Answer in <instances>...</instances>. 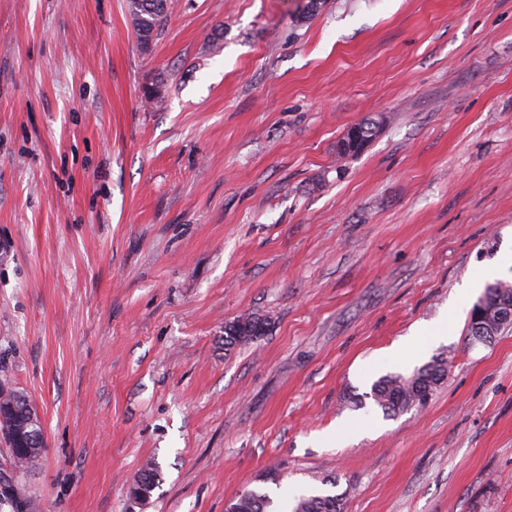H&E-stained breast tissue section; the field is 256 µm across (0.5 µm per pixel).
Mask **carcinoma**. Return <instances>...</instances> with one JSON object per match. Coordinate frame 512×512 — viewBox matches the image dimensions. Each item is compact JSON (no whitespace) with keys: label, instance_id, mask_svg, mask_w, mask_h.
Returning a JSON list of instances; mask_svg holds the SVG:
<instances>
[{"label":"carcinoma","instance_id":"cac0c4a2","mask_svg":"<svg viewBox=\"0 0 512 512\" xmlns=\"http://www.w3.org/2000/svg\"><path fill=\"white\" fill-rule=\"evenodd\" d=\"M170 0H129L128 14L142 48H148L152 38L157 35L168 20ZM480 301L491 308L499 302H512V286L497 282L486 287ZM241 326H230L225 330L224 345L232 347L263 335V324L257 318L246 317L239 319ZM447 361L442 357H434L428 363L413 370L409 376L387 373L380 376L372 385L370 397L381 410L383 416L390 417L410 409L417 396L428 399L439 384L447 376ZM5 403L15 404L16 413L13 417L0 420V438L9 442L10 435L3 432L6 426L19 424L28 404L24 395H15L5 400ZM29 452L11 459L9 471L0 472V483L7 482L14 474L25 476L36 468L44 453V445L34 446L25 444ZM159 477V464L155 460L147 461L135 481L147 493H152ZM346 494L320 495L311 492L295 498L292 512H343ZM271 501L264 495L250 491L241 495L234 503L236 512H268Z\"/></svg>","mask_w":512,"mask_h":512}]
</instances>
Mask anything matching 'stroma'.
<instances>
[{"instance_id": "35a3bbf8", "label": "stroma", "mask_w": 512, "mask_h": 512, "mask_svg": "<svg viewBox=\"0 0 512 512\" xmlns=\"http://www.w3.org/2000/svg\"><path fill=\"white\" fill-rule=\"evenodd\" d=\"M307 3L171 0L145 50L126 0H0V376L43 426L32 512L314 488L512 512V329L469 334L483 271L512 284V0ZM246 316L264 335L225 348ZM436 356L427 406L384 417L372 383ZM159 468L160 466L156 460L147 461L143 466L140 476L134 483L143 487L147 491L148 497H150L156 486V481H158ZM145 491H141L137 486L132 487V495L140 501L148 500V498L146 499L147 493Z\"/></svg>"}]
</instances>
